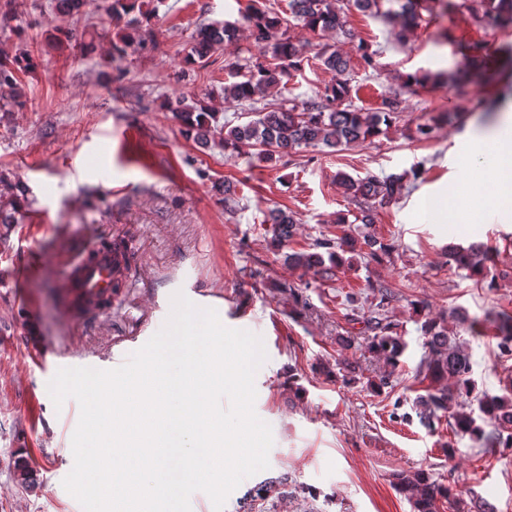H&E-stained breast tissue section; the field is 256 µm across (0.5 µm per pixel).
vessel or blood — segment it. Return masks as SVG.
<instances>
[{
	"mask_svg": "<svg viewBox=\"0 0 512 512\" xmlns=\"http://www.w3.org/2000/svg\"><path fill=\"white\" fill-rule=\"evenodd\" d=\"M115 268L112 254L95 250L93 256H80L72 266L64 286V299L70 314L79 316L102 308L112 294Z\"/></svg>",
	"mask_w": 512,
	"mask_h": 512,
	"instance_id": "1",
	"label": "vessel or blood"
}]
</instances>
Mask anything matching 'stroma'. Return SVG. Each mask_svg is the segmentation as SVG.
I'll return each instance as SVG.
<instances>
[{"mask_svg": "<svg viewBox=\"0 0 512 512\" xmlns=\"http://www.w3.org/2000/svg\"><path fill=\"white\" fill-rule=\"evenodd\" d=\"M446 2L422 12L404 42L392 25L354 9L346 13L352 41L289 27L294 40L329 44L350 58L351 101L365 112L400 90L406 75L471 69L466 47L473 42L483 44L494 75L462 90L430 84L405 94L401 117L371 141L338 152L304 149L273 166L249 149L198 146L168 107L197 95L225 119L241 113L224 100V65L259 56L247 31L207 67L183 59L200 26L241 21L251 0H163L151 44L120 71L108 64L115 27L96 25L103 0H86L80 17L56 12L50 0H0L16 16L14 27H0V51L24 48L34 59L20 76L25 106L0 114V173L28 189L23 222L0 238V512H83L63 486L80 408L72 398L55 408L48 383L59 369L107 370L114 353L140 349L164 326L179 291L215 309L226 327L261 337L267 354L255 377V411L272 428L269 467L243 480L224 512H412L394 482L419 468L462 492L461 500H438V512H477L480 498L495 512H512V449L487 453L479 440L454 438L447 423L432 430L419 419L427 386L416 376L425 338L415 304L445 315L449 334L470 347L477 390L499 392L512 377V359L502 358L484 325L487 315L512 314V216L437 219L449 208L447 185L469 194L492 188L490 159L470 153L466 142L469 133L501 129L512 110V58L505 55L512 27H479L461 0ZM57 28L71 40L50 44ZM362 42L378 52L380 74L360 66ZM440 112L455 113V121L417 139L416 124ZM414 167L420 177L376 207L372 226L337 224V214L353 208L337 174L382 177ZM227 179L237 185L230 209L216 189ZM275 207L298 219L280 248L264 223ZM345 233L396 249L378 263L353 258L329 281L289 265V254ZM104 238L126 242L129 265L110 308L71 318L63 304L70 264ZM473 244L491 250L494 284L449 265V246ZM380 285L399 295L390 314L407 343L393 370L368 351L345 303L352 292L365 306ZM459 312L469 324H458ZM388 371L400 381L392 397L373 387ZM450 443L452 458L444 452ZM22 458L35 474L30 488L16 478ZM273 481L276 496H255Z\"/></svg>", "mask_w": 512, "mask_h": 512, "instance_id": "1", "label": "stroma"}]
</instances>
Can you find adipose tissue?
<instances>
[{
	"label": "adipose tissue",
	"mask_w": 512,
	"mask_h": 512,
	"mask_svg": "<svg viewBox=\"0 0 512 512\" xmlns=\"http://www.w3.org/2000/svg\"><path fill=\"white\" fill-rule=\"evenodd\" d=\"M475 146L478 152L497 161L492 173L493 188L486 196L468 200L462 199L456 187L446 189V197L458 204L456 221L460 224L469 223L472 210L477 208H492L505 213L512 211V137L484 133L478 136Z\"/></svg>",
	"instance_id": "ef3b65f1"
}]
</instances>
